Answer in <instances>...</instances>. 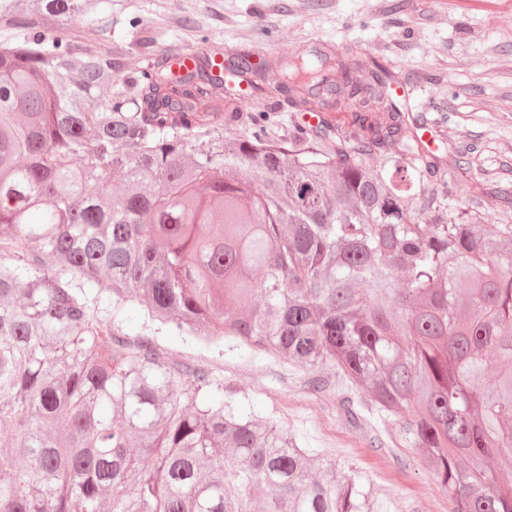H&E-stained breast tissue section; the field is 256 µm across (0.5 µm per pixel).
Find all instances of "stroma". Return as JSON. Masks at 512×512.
<instances>
[{
	"label": "stroma",
	"instance_id": "stroma-1",
	"mask_svg": "<svg viewBox=\"0 0 512 512\" xmlns=\"http://www.w3.org/2000/svg\"><path fill=\"white\" fill-rule=\"evenodd\" d=\"M96 25V46L112 49L121 72L203 40L227 56L252 52L256 63L326 49L348 61L374 58L397 77L396 94L429 150L447 160L465 152L459 199L481 187L476 208L486 223L512 224V200L495 193L512 185V0H112ZM155 342L169 363L208 370L305 447L344 463L374 512H453L422 452L341 370L174 333ZM347 399L356 416L346 414Z\"/></svg>",
	"mask_w": 512,
	"mask_h": 512
}]
</instances>
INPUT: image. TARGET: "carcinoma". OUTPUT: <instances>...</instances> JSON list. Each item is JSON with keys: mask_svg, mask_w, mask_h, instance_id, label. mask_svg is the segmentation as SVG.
<instances>
[{"mask_svg": "<svg viewBox=\"0 0 512 512\" xmlns=\"http://www.w3.org/2000/svg\"><path fill=\"white\" fill-rule=\"evenodd\" d=\"M103 0H27L92 20ZM22 22L0 50V512H371L336 462L171 365L143 324L339 366L423 449L454 512H512V224L450 209L375 60L358 85L242 52L119 76L112 50ZM247 88H241V82ZM262 112L226 139L239 94ZM320 116L282 133L271 111ZM122 188L112 191L113 179ZM418 196V209L408 198Z\"/></svg>", "mask_w": 512, "mask_h": 512, "instance_id": "cac0c4a2", "label": "carcinoma"}]
</instances>
